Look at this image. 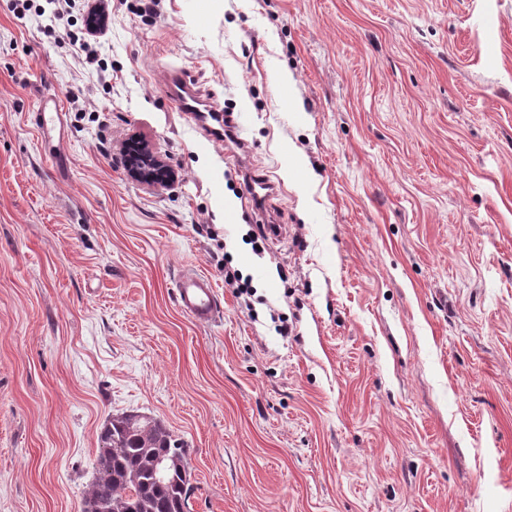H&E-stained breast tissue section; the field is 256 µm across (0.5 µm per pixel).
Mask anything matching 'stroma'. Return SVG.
Segmentation results:
<instances>
[{
  "label": "stroma",
  "mask_w": 512,
  "mask_h": 512,
  "mask_svg": "<svg viewBox=\"0 0 512 512\" xmlns=\"http://www.w3.org/2000/svg\"><path fill=\"white\" fill-rule=\"evenodd\" d=\"M140 3L100 74L59 39L80 13L49 35L0 0V512H83L122 413L187 443L190 512H512V0ZM175 67L241 113L281 236ZM134 138L172 184L127 174ZM41 93L39 106L34 112V121L42 143L48 146V155H54L53 142L56 132L62 127V116L60 96L55 90L51 92L50 86H45ZM175 299L179 309L199 325L215 322L222 313L212 278L192 268L179 275Z\"/></svg>",
  "instance_id": "stroma-1"
}]
</instances>
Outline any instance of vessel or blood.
I'll return each instance as SVG.
<instances>
[{
  "label": "vessel or blood",
  "instance_id": "obj_1",
  "mask_svg": "<svg viewBox=\"0 0 512 512\" xmlns=\"http://www.w3.org/2000/svg\"><path fill=\"white\" fill-rule=\"evenodd\" d=\"M166 91L178 111L189 114L195 124L213 140L237 139L242 126L237 116L224 111L205 97L194 79L184 71L174 70L168 75ZM34 121L45 145H52L57 130L62 127V112L58 92L43 90ZM274 189L268 177L260 174H246L244 194L252 210L263 213L264 203ZM179 309L195 323L208 325L216 321L221 313L215 285L210 276L188 268L181 272L175 289Z\"/></svg>",
  "mask_w": 512,
  "mask_h": 512
}]
</instances>
